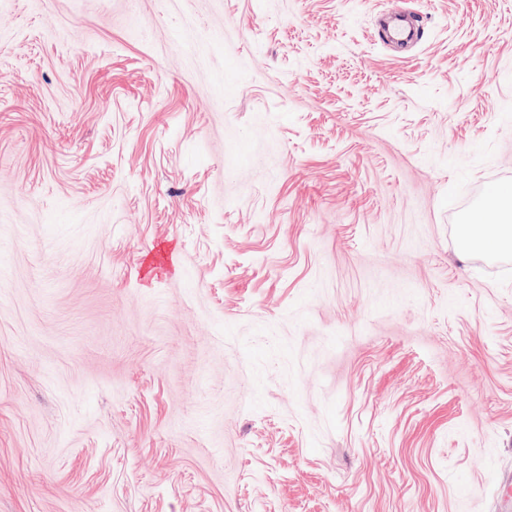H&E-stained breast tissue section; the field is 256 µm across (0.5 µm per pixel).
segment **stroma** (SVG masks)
<instances>
[{"mask_svg": "<svg viewBox=\"0 0 512 512\" xmlns=\"http://www.w3.org/2000/svg\"><path fill=\"white\" fill-rule=\"evenodd\" d=\"M509 184L512 0H0V512H496ZM485 224H463L460 241L464 249L512 252V186L500 187L484 200Z\"/></svg>", "mask_w": 512, "mask_h": 512, "instance_id": "1", "label": "stroma"}]
</instances>
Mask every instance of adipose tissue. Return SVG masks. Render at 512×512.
I'll return each instance as SVG.
<instances>
[{
	"label": "adipose tissue",
	"instance_id": "1",
	"mask_svg": "<svg viewBox=\"0 0 512 512\" xmlns=\"http://www.w3.org/2000/svg\"><path fill=\"white\" fill-rule=\"evenodd\" d=\"M487 220L482 224H465L460 230L464 249H489L512 252V186L498 188L483 203Z\"/></svg>",
	"mask_w": 512,
	"mask_h": 512
}]
</instances>
